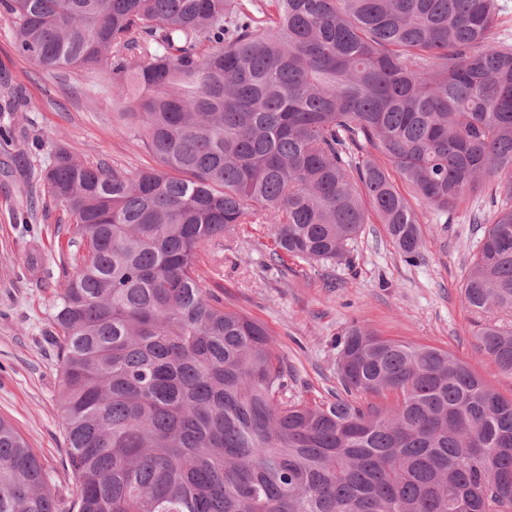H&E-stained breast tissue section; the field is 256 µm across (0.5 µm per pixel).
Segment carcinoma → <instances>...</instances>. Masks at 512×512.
Masks as SVG:
<instances>
[{
  "label": "carcinoma",
  "mask_w": 512,
  "mask_h": 512,
  "mask_svg": "<svg viewBox=\"0 0 512 512\" xmlns=\"http://www.w3.org/2000/svg\"><path fill=\"white\" fill-rule=\"evenodd\" d=\"M45 71L93 68L158 167L60 148L48 195L88 239L53 318L76 512H512V397L449 352L351 327L343 394L287 396L259 322L200 250L248 224L272 258L353 262L369 215L421 257L411 200L445 216L496 181L463 276L475 337L512 375V48L496 0H0ZM384 155L378 162L370 150ZM408 193H403L398 182ZM391 403H362L356 394ZM0 512H57L0 418Z\"/></svg>",
  "instance_id": "1"
}]
</instances>
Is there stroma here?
I'll return each mask as SVG.
<instances>
[{"instance_id":"1","label":"stroma","mask_w":512,"mask_h":512,"mask_svg":"<svg viewBox=\"0 0 512 512\" xmlns=\"http://www.w3.org/2000/svg\"><path fill=\"white\" fill-rule=\"evenodd\" d=\"M0 417L8 419L37 456L58 512H68L76 484L66 462L65 424L58 406L59 367L47 339L59 293L87 242L48 196L40 178L56 148L82 160L131 171L155 166L141 141L126 133L112 84L96 70L52 73L15 49L0 15ZM477 193L447 217L416 204L422 255L406 262L383 225H366L352 265L311 268L272 259L273 231L251 224L233 239L206 245L198 266L225 306L262 323L288 367V395L322 401L339 390L336 354L344 333L359 324L375 334L453 353L504 396L512 376L500 374L474 337L476 317L461 296L465 270L477 251L487 211Z\"/></svg>"}]
</instances>
